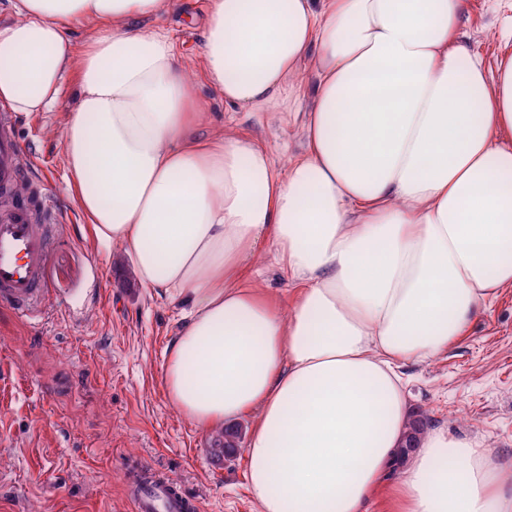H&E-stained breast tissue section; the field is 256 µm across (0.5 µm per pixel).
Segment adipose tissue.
<instances>
[{
    "label": "adipose tissue",
    "instance_id": "obj_1",
    "mask_svg": "<svg viewBox=\"0 0 512 512\" xmlns=\"http://www.w3.org/2000/svg\"><path fill=\"white\" fill-rule=\"evenodd\" d=\"M467 0H207L206 80L235 112H287L277 157L224 128L199 138L168 0H17L0 26V101L52 112L64 188L95 239L178 304L164 381L204 428L253 426L258 512H512V462L425 431L402 450L400 370L445 353L512 288V46L486 63ZM102 26L75 55L67 30ZM315 77L310 108L297 100ZM272 255L290 307L260 289Z\"/></svg>",
    "mask_w": 512,
    "mask_h": 512
}]
</instances>
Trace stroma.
<instances>
[{"instance_id": "obj_1", "label": "stroma", "mask_w": 512, "mask_h": 512, "mask_svg": "<svg viewBox=\"0 0 512 512\" xmlns=\"http://www.w3.org/2000/svg\"><path fill=\"white\" fill-rule=\"evenodd\" d=\"M173 27L191 89L208 120L229 126L274 155L299 150L287 124L261 112H229L209 87L200 47L205 0H173ZM462 28L495 62L512 10L501 0H467ZM76 75L62 86L61 110L16 115L15 131L36 158L28 180L56 195L45 222L55 238L40 317L0 304V512H132L133 474L170 479L197 512H256L243 451L212 447L170 401L167 350L178 308L142 287L120 248L96 242L88 217L64 189L60 128ZM411 408L455 437H478L512 457V289L479 315L446 355L405 369Z\"/></svg>"}]
</instances>
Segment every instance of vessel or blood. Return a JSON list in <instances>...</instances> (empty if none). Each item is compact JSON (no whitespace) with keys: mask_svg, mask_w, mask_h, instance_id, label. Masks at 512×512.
Here are the masks:
<instances>
[{"mask_svg":"<svg viewBox=\"0 0 512 512\" xmlns=\"http://www.w3.org/2000/svg\"><path fill=\"white\" fill-rule=\"evenodd\" d=\"M32 158L17 140L13 116L0 112V302L21 314L40 310L46 268L54 240L37 221L50 199L25 188ZM134 512H194L195 505L171 481L154 479L133 486Z\"/></svg>","mask_w":512,"mask_h":512,"instance_id":"obj_1","label":"vessel or blood"}]
</instances>
